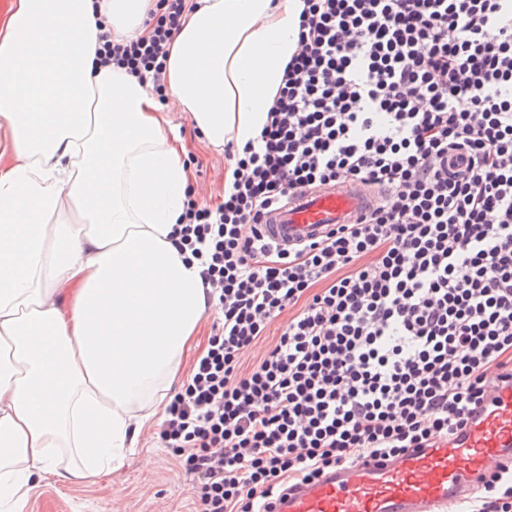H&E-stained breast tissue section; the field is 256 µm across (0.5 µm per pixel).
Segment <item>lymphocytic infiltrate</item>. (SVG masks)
<instances>
[{"mask_svg": "<svg viewBox=\"0 0 512 512\" xmlns=\"http://www.w3.org/2000/svg\"><path fill=\"white\" fill-rule=\"evenodd\" d=\"M188 2L158 0L104 62L164 96ZM229 161L223 202L188 199L173 230L220 312L160 433L197 512H262L423 447L512 378V0H304L266 123ZM347 179L378 195L358 223L287 253L261 236L290 193ZM469 512H512L511 465ZM287 320V316L283 315L270 326L267 336L261 339L254 348L244 355L242 359L243 369L251 368L265 352L274 347L278 341L281 329Z\"/></svg>", "mask_w": 512, "mask_h": 512, "instance_id": "f902f5d3", "label": "lymphocytic infiltrate"}]
</instances>
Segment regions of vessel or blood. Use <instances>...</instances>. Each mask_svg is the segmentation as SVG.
Returning <instances> with one entry per match:
<instances>
[{"label": "vessel or blood", "instance_id": "b4317fda", "mask_svg": "<svg viewBox=\"0 0 512 512\" xmlns=\"http://www.w3.org/2000/svg\"><path fill=\"white\" fill-rule=\"evenodd\" d=\"M371 204L368 191L349 181L303 190L269 212L261 234L286 250L358 223ZM510 464L512 381H499L449 438L394 459L341 465L288 488L270 512H452Z\"/></svg>", "mask_w": 512, "mask_h": 512}]
</instances>
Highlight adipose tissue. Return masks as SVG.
Segmentation results:
<instances>
[{"label":"adipose tissue","mask_w":512,"mask_h":512,"mask_svg":"<svg viewBox=\"0 0 512 512\" xmlns=\"http://www.w3.org/2000/svg\"><path fill=\"white\" fill-rule=\"evenodd\" d=\"M156 0H10L0 11V512L46 475L92 481L158 424L209 306L172 231L186 146L148 83L103 65ZM166 63L210 148L264 126L302 0H193Z\"/></svg>","instance_id":"ef3b65f1"}]
</instances>
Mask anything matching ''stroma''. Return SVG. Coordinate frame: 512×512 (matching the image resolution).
Returning <instances> with one entry per match:
<instances>
[{
    "instance_id": "obj_1",
    "label": "stroma",
    "mask_w": 512,
    "mask_h": 512,
    "mask_svg": "<svg viewBox=\"0 0 512 512\" xmlns=\"http://www.w3.org/2000/svg\"><path fill=\"white\" fill-rule=\"evenodd\" d=\"M183 140L191 172L192 196L212 203L210 188L223 187L228 161L207 147L188 116L171 115ZM192 486L177 458L164 448L160 430H145L138 447L129 449L123 466L90 484H68L47 477L24 512H191Z\"/></svg>"
}]
</instances>
